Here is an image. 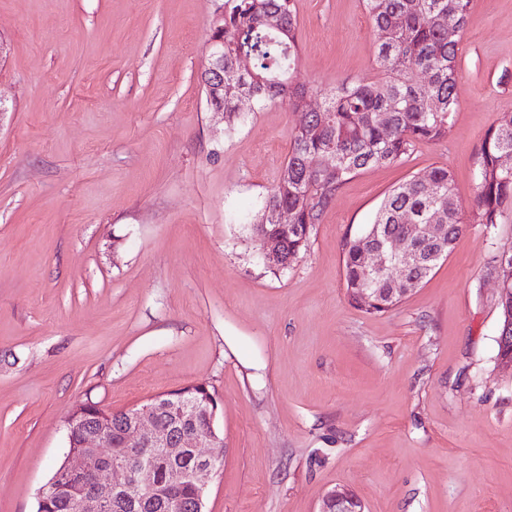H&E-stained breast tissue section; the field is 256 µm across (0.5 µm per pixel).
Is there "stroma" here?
Instances as JSON below:
<instances>
[{"label": "stroma", "mask_w": 512, "mask_h": 512, "mask_svg": "<svg viewBox=\"0 0 512 512\" xmlns=\"http://www.w3.org/2000/svg\"><path fill=\"white\" fill-rule=\"evenodd\" d=\"M224 0H0V512H36L79 403L117 412L203 385L224 456L207 512H512V371L494 266L512 218L467 225L419 288L373 315L344 245L393 187L448 168L458 205L512 117V0H471L447 138L353 175L302 257L249 225L303 112L226 130L199 82ZM297 80L381 71L363 0H296ZM359 500L346 488L336 487L326 494L320 512H363Z\"/></svg>", "instance_id": "35a3bbf8"}]
</instances>
